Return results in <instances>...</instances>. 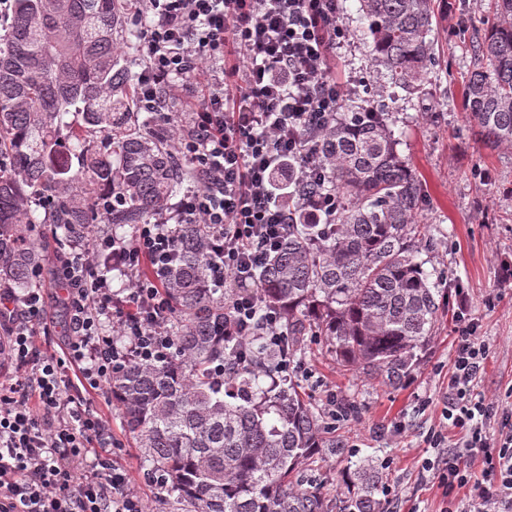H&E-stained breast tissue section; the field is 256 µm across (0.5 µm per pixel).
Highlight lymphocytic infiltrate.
Returning a JSON list of instances; mask_svg holds the SVG:
<instances>
[{
  "label": "lymphocytic infiltrate",
  "instance_id": "obj_1",
  "mask_svg": "<svg viewBox=\"0 0 512 512\" xmlns=\"http://www.w3.org/2000/svg\"><path fill=\"white\" fill-rule=\"evenodd\" d=\"M150 18L137 78L143 106L184 103L173 138L196 186L132 238L105 231L71 242L38 287H0V335L13 377L0 380V512H146L113 450L112 420L84 396L127 362L164 364L175 350L163 277L184 225L206 233L209 270L224 291L225 336L284 341L275 310L259 308L258 268L295 223L292 189L323 179L319 135L346 95L332 64L344 36L339 0H140ZM109 255L112 265L96 259ZM127 279L118 292L114 276ZM67 339L48 355L50 286ZM448 396L429 447L441 449V512H512V388L476 390L488 346L472 320L455 328ZM102 453L90 456V445Z\"/></svg>",
  "mask_w": 512,
  "mask_h": 512
}]
</instances>
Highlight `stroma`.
<instances>
[{
    "instance_id": "1",
    "label": "stroma",
    "mask_w": 512,
    "mask_h": 512,
    "mask_svg": "<svg viewBox=\"0 0 512 512\" xmlns=\"http://www.w3.org/2000/svg\"><path fill=\"white\" fill-rule=\"evenodd\" d=\"M339 7L345 37L332 74L350 97L372 98L392 112L399 150L426 189L420 220L428 224L432 238L423 243L420 257L427 269L440 273L451 312L441 320L430 350L399 386L343 368L320 350L297 365L296 376L318 405H325L332 391L339 400L355 399L360 407L358 417L343 424L350 455L326 457L312 477L332 499L343 489L342 471L369 459L390 491L387 512H440L442 490L421 462L437 455L425 440L444 406L458 316L474 319L489 347L477 391L491 399L512 387V283L501 279L502 261L512 260V148L486 149L461 106V80L474 64L469 40L488 16V0H448L435 34L442 66L421 95L408 94L384 69L372 66L360 38L358 0H340ZM89 399L111 417L122 444L118 460L133 474L134 488L150 512H182L166 491L146 479L137 439L109 390L90 392Z\"/></svg>"
}]
</instances>
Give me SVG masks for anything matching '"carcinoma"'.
I'll use <instances>...</instances> for the list:
<instances>
[{
    "label": "carcinoma",
    "instance_id": "carcinoma-1",
    "mask_svg": "<svg viewBox=\"0 0 512 512\" xmlns=\"http://www.w3.org/2000/svg\"><path fill=\"white\" fill-rule=\"evenodd\" d=\"M445 2L359 0L372 65L408 92L441 65L435 23ZM491 9L470 41L462 107L483 145L498 149L512 147V0ZM137 43L126 0H14L0 35V284L35 287L30 269L46 249L36 225H56L60 250L89 224L147 223L184 186L165 105L138 106ZM397 145L389 113L349 100L319 137L320 190L336 195V212L319 223L298 207L258 270L286 348L258 335L224 340V289L210 284L202 229L185 226L165 275L178 351L165 365L127 363L109 390L145 462L191 512H384L369 463L342 472L346 492L333 502L305 473L347 454L349 442L277 369L283 355L294 364L318 344L338 364L398 386L450 311L418 259L424 187ZM104 190L123 205L101 213ZM218 366L230 368L223 386Z\"/></svg>",
    "mask_w": 512,
    "mask_h": 512
}]
</instances>
